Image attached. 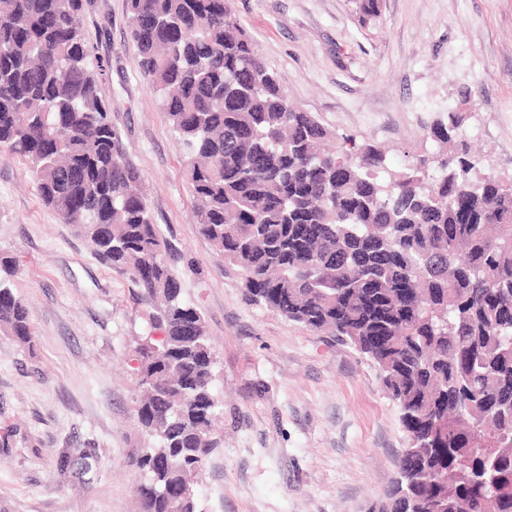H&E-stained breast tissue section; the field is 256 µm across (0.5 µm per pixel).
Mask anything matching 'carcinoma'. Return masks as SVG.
Listing matches in <instances>:
<instances>
[{"instance_id": "cac0c4a2", "label": "carcinoma", "mask_w": 512, "mask_h": 512, "mask_svg": "<svg viewBox=\"0 0 512 512\" xmlns=\"http://www.w3.org/2000/svg\"><path fill=\"white\" fill-rule=\"evenodd\" d=\"M362 21L382 0H351ZM90 0H0V149L43 203L108 265L127 270L159 335L134 348L148 446L141 512H200L220 445L215 353L185 300L124 157L84 31ZM140 69L182 152L198 233L237 269L248 300L353 346L379 372L407 439L371 512H512V177L490 170L450 112L400 171L334 136L258 60L235 0H127ZM0 262V333L30 347L24 300Z\"/></svg>"}]
</instances>
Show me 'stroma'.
<instances>
[{
    "label": "stroma",
    "mask_w": 512,
    "mask_h": 512,
    "mask_svg": "<svg viewBox=\"0 0 512 512\" xmlns=\"http://www.w3.org/2000/svg\"><path fill=\"white\" fill-rule=\"evenodd\" d=\"M236 17L290 101L331 131L385 148L404 169L448 112L494 171L512 176V0H383L360 24L350 0H236ZM84 28L107 63L104 96L125 157L205 318L223 399V443L202 512H368L407 441L377 368L347 342L248 302L192 222L181 148L139 67L126 0H92ZM0 255L27 303L32 348L0 334V512H140L131 461L134 339L151 310L129 272L46 207L32 173L0 150ZM76 463L60 476L55 455Z\"/></svg>",
    "instance_id": "35a3bbf8"
}]
</instances>
